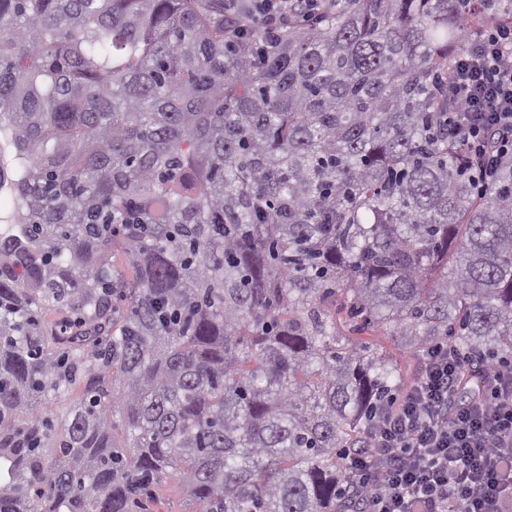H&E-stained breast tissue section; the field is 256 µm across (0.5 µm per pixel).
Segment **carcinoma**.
Instances as JSON below:
<instances>
[{"mask_svg":"<svg viewBox=\"0 0 512 512\" xmlns=\"http://www.w3.org/2000/svg\"><path fill=\"white\" fill-rule=\"evenodd\" d=\"M485 2L322 0L272 41L246 2L0 0V512L165 480L363 512L349 463L408 377L338 312L512 366V159L476 192L439 120L459 28L512 22Z\"/></svg>","mask_w":512,"mask_h":512,"instance_id":"carcinoma-1","label":"carcinoma"}]
</instances>
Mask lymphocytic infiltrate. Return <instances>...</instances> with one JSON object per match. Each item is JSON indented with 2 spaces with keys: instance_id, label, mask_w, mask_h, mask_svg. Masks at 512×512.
I'll use <instances>...</instances> for the list:
<instances>
[{
  "instance_id": "f902f5d3",
  "label": "lymphocytic infiltrate",
  "mask_w": 512,
  "mask_h": 512,
  "mask_svg": "<svg viewBox=\"0 0 512 512\" xmlns=\"http://www.w3.org/2000/svg\"><path fill=\"white\" fill-rule=\"evenodd\" d=\"M447 121L462 168L484 190L512 156V24L489 28L457 56ZM487 377L474 404L456 402L453 360L443 346L430 349L407 401L352 462L355 488L374 490L368 512H512V371Z\"/></svg>"
}]
</instances>
